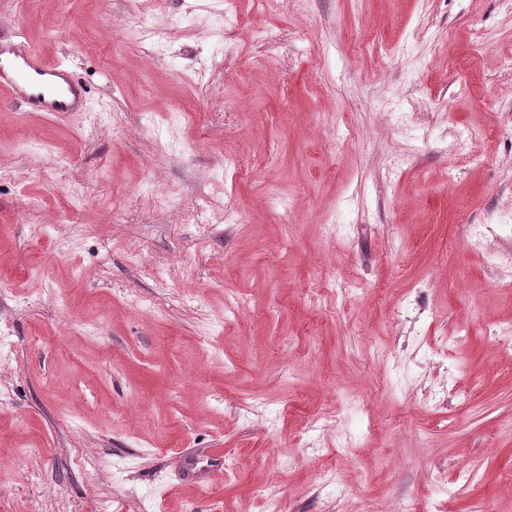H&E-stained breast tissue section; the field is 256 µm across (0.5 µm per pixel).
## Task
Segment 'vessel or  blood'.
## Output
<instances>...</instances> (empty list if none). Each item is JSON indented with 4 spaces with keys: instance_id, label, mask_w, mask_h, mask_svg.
<instances>
[{
    "instance_id": "vessel-or-blood-1",
    "label": "vessel or blood",
    "mask_w": 512,
    "mask_h": 512,
    "mask_svg": "<svg viewBox=\"0 0 512 512\" xmlns=\"http://www.w3.org/2000/svg\"><path fill=\"white\" fill-rule=\"evenodd\" d=\"M0 93L6 103L32 112H79L88 101L85 85L68 66L48 61L38 46L18 34L0 36Z\"/></svg>"
}]
</instances>
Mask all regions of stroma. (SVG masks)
<instances>
[{"mask_svg":"<svg viewBox=\"0 0 512 512\" xmlns=\"http://www.w3.org/2000/svg\"><path fill=\"white\" fill-rule=\"evenodd\" d=\"M0 32L89 97L0 108V512H512L506 0Z\"/></svg>","mask_w":512,"mask_h":512,"instance_id":"obj_1","label":"stroma"}]
</instances>
